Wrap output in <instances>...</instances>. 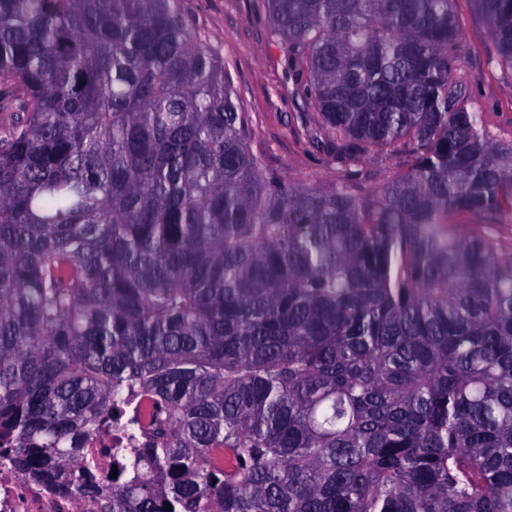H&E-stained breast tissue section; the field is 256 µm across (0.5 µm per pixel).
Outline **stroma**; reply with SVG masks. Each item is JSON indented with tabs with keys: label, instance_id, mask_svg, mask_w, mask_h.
<instances>
[{
	"label": "stroma",
	"instance_id": "stroma-1",
	"mask_svg": "<svg viewBox=\"0 0 512 512\" xmlns=\"http://www.w3.org/2000/svg\"><path fill=\"white\" fill-rule=\"evenodd\" d=\"M184 8L224 59L234 90L251 117L249 144L282 179L324 186L339 161L331 146L309 148L321 117L296 94L277 49L269 46L266 0H184ZM463 65L487 127L512 135V74L488 64L490 33L469 0H458Z\"/></svg>",
	"mask_w": 512,
	"mask_h": 512
}]
</instances>
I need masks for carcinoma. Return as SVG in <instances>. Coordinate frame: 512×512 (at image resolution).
Segmentation results:
<instances>
[{"instance_id": "carcinoma-1", "label": "carcinoma", "mask_w": 512, "mask_h": 512, "mask_svg": "<svg viewBox=\"0 0 512 512\" xmlns=\"http://www.w3.org/2000/svg\"><path fill=\"white\" fill-rule=\"evenodd\" d=\"M456 2L267 0L322 188L251 150L181 0H0L5 459L97 512H512V137ZM470 2L512 72V0ZM462 32L463 65L474 98L484 112L486 126L503 137L512 136V75L488 65L486 48L490 33L486 23L467 0H458ZM404 157V151L396 156L383 158L382 161L372 155L365 157L358 167L360 169V180L356 189L357 193L361 196L369 195L383 181L386 173L399 165ZM125 440L119 434L112 432L110 435H102L86 443L84 448H94L102 474L106 475L112 471V454L108 448H124Z\"/></svg>"}]
</instances>
